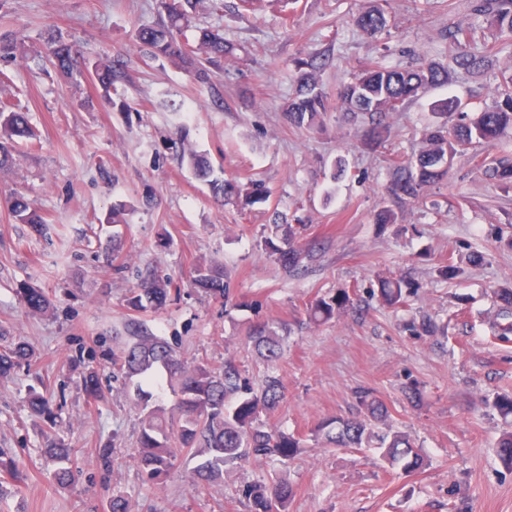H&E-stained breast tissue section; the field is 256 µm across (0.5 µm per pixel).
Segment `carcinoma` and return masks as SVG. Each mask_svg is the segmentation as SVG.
Masks as SVG:
<instances>
[{
	"instance_id": "cac0c4a2",
	"label": "carcinoma",
	"mask_w": 512,
	"mask_h": 512,
	"mask_svg": "<svg viewBox=\"0 0 512 512\" xmlns=\"http://www.w3.org/2000/svg\"><path fill=\"white\" fill-rule=\"evenodd\" d=\"M203 0H162L165 17L158 23L142 25L136 31L138 44L147 47L155 58H162L193 76L194 80L213 87L214 70L221 68L224 59L234 55L237 47L224 39L217 28L197 30L193 43L183 39L191 27V14ZM473 20L467 24L448 27L445 58L411 67H386L377 62L365 64L358 74L343 84L338 92L343 113L341 119L353 121L363 115L368 118L364 143L370 147L387 141V117L411 101L424 96L430 89L445 86L453 74L463 71L475 79L488 74L496 62V52L488 44L477 43L482 24L496 29L501 36H512V0H474ZM356 26L370 37L382 33L389 26L384 11L373 6L358 15ZM50 52L43 58L31 54L25 38L12 33L0 34V59L6 62L33 63L38 71L52 68L65 82L78 85L91 76L110 96L116 84L124 81L123 62L83 56L80 46L61 36L50 37ZM307 70L299 73L297 89L283 109L286 122L301 130H320L325 125L330 101L319 87L325 61L313 56L305 62ZM439 121L424 133L418 153L392 166L387 195L390 204L375 215L378 224H395L398 212L423 201L425 193L442 183L453 161L466 155L475 144L492 145L512 130V69L500 71V79L492 93V101L478 107L453 96L438 105ZM25 113L6 107L0 108V171L9 168L18 155L21 142L33 138ZM182 158L197 177L208 179L211 166L197 154L188 141L181 145ZM484 177L505 188H512V154L502 153L486 158L481 164ZM215 200L224 203L232 197L246 196L253 205L266 200L267 191L260 183L245 190L219 180H210ZM12 218L39 231L45 219L32 202L19 192L6 201ZM302 227L298 224H275L272 236L265 239V250L290 271L305 267V260L314 251L299 245ZM462 271L454 255L438 268V277L444 281L456 278ZM193 284L215 298L231 297V282L224 265L203 262L194 270ZM417 285L404 277H378L377 300L385 308L398 309ZM496 312L489 322L493 338L512 340V286L494 291ZM25 309L32 314L48 311L50 301L45 293L34 287L21 291ZM127 307L133 311H159L171 302L168 278L148 271L138 275L136 286L129 290ZM352 304L349 290L342 288L333 294L316 298L307 307V316L315 325L326 323ZM407 330L414 336H435L442 332L431 317L411 319ZM249 341L257 355L274 365L282 357V336L279 327L259 324L249 333ZM117 350L112 352V366L128 379H137L134 399L138 402L150 395L146 388L157 384L158 368L167 374L166 384L173 403L166 409L159 406L149 411L141 421L137 467L150 482L161 481L174 466L177 454L184 448H196L206 455L197 467L196 488L220 481L242 469L252 461L278 457L291 460L304 447L299 437L266 426L261 420L265 412L274 411L284 400L282 385L273 375L266 376L257 390L243 375L235 359H224V367L215 371L203 362L188 364L178 358L175 349L164 338L151 332L144 323L130 319L125 335L116 336ZM31 357L27 344L21 340L0 348V381L11 378L15 369ZM356 413L350 417H331L314 430L317 441L327 447L375 448L380 460L390 468H400L413 474L425 466V456L414 446L410 436L387 425L389 409L373 390L362 388L355 392ZM31 416L42 420L45 454L56 463L54 481L66 486L72 478V460L69 449L58 437L57 416L52 405L41 393L29 396ZM501 463L512 468V432H505L497 446ZM250 512H288V503L294 495L292 485L283 476L268 482H246L240 489Z\"/></svg>"
}]
</instances>
